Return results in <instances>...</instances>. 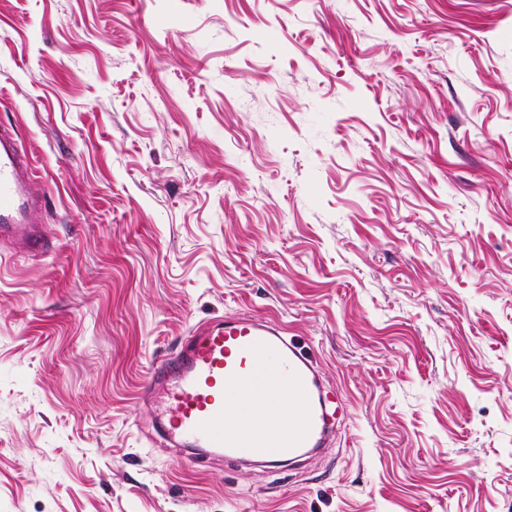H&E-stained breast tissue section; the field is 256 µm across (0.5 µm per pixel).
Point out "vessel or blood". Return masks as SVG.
I'll return each mask as SVG.
<instances>
[{
    "mask_svg": "<svg viewBox=\"0 0 512 512\" xmlns=\"http://www.w3.org/2000/svg\"><path fill=\"white\" fill-rule=\"evenodd\" d=\"M35 182L14 131L0 125V241L16 249L49 247L46 228L36 218L43 198ZM270 379L288 393L287 407L240 412L225 406V396L260 390ZM162 393L168 407L157 429L195 463L220 450L237 463L257 458L275 464L321 451L335 433L309 353L266 320H216L192 329L145 383V397Z\"/></svg>",
    "mask_w": 512,
    "mask_h": 512,
    "instance_id": "obj_1",
    "label": "vessel or blood"
}]
</instances>
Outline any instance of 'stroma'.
I'll return each instance as SVG.
<instances>
[{"instance_id": "35a3bbf8", "label": "stroma", "mask_w": 512, "mask_h": 512, "mask_svg": "<svg viewBox=\"0 0 512 512\" xmlns=\"http://www.w3.org/2000/svg\"><path fill=\"white\" fill-rule=\"evenodd\" d=\"M0 125L53 234L0 249V512H512V0H0ZM226 317L312 347L325 454L157 435Z\"/></svg>"}]
</instances>
